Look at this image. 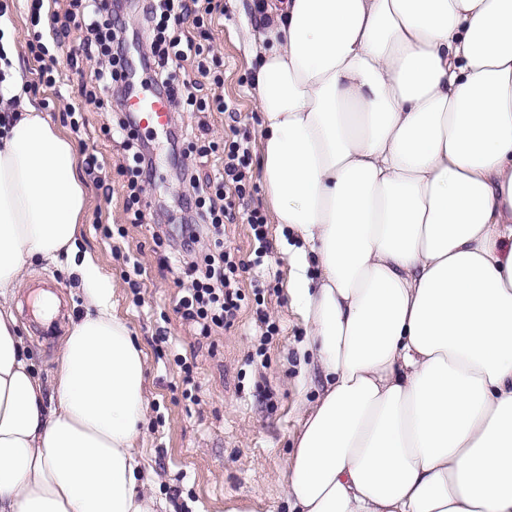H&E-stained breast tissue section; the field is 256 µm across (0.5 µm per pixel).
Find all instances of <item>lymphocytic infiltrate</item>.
<instances>
[{"label": "lymphocytic infiltrate", "mask_w": 512, "mask_h": 512, "mask_svg": "<svg viewBox=\"0 0 512 512\" xmlns=\"http://www.w3.org/2000/svg\"><path fill=\"white\" fill-rule=\"evenodd\" d=\"M211 0H144L142 5L146 31L156 47V66L153 82L163 89L168 102L187 112H226L230 106L223 95L202 99L195 95L193 80L170 66L171 61L193 60L198 72L211 78L216 87H223V74L210 71L206 65L211 52L208 44L191 35L179 33L181 19L193 17L196 26H203L210 16ZM80 12L73 23L75 39L86 56L104 55L109 68L94 71V84L111 87L124 79L128 62L125 51L128 28L118 0H76ZM200 154H220L221 168L215 169L206 183H199L192 173H185V193L181 211L190 217L183 235L174 241V261L177 267L188 268L194 276L192 288L183 292L176 303V311L188 321L197 335L210 336L213 329L231 327L241 309V296L230 289V278L238 270L259 267L267 254L266 219L260 210H250L246 220L257 246L252 261L233 260L225 251L223 239L208 237L207 230L232 219L234 198H245L246 188L240 166L249 155L244 140L201 146Z\"/></svg>", "instance_id": "1"}]
</instances>
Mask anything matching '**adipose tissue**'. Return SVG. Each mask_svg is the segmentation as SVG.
I'll return each instance as SVG.
<instances>
[{
    "mask_svg": "<svg viewBox=\"0 0 512 512\" xmlns=\"http://www.w3.org/2000/svg\"><path fill=\"white\" fill-rule=\"evenodd\" d=\"M268 204L293 241L316 401L290 512H512V0H255ZM0 17V512H161L138 453L142 350L76 243L69 139ZM76 262L53 387L13 302Z\"/></svg>",
    "mask_w": 512,
    "mask_h": 512,
    "instance_id": "1",
    "label": "adipose tissue"
}]
</instances>
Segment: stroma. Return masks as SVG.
Masks as SVG:
<instances>
[{
  "label": "stroma",
  "mask_w": 512,
  "mask_h": 512,
  "mask_svg": "<svg viewBox=\"0 0 512 512\" xmlns=\"http://www.w3.org/2000/svg\"><path fill=\"white\" fill-rule=\"evenodd\" d=\"M207 27L211 37V70L224 75V98L232 112L181 114L188 129L206 124L214 141L246 137L250 155L244 169L249 193L236 206L234 222L220 233L227 250L248 259L253 232L246 222V208L269 214L263 187L260 144L261 119L250 95L252 70L244 37L252 22L249 0H217ZM0 14L7 16L19 34L17 49L27 73L37 64L30 52L36 30L31 26L25 0H0ZM60 59L76 56L65 67L59 87L35 86L32 96L63 131H70V110L82 108L86 126L71 142L77 170L87 190L88 206L79 237L81 250L93 254L100 270L115 287L114 312L126 322L145 354L146 411L141 453L143 465L154 476L153 492L163 499L168 512H287L283 473L301 411L316 397V382L303 370L309 358L306 327L288 291L291 266L288 241L281 225L268 224L273 250L266 272L249 269L240 273L237 286L244 298L235 325L197 336L192 326L175 311L181 289L192 278L167 265V240L153 236L156 225L177 217L178 199L184 191L176 177L171 152L172 128L139 127V139L152 149L154 170L142 183L138 200H131L127 172L129 156L120 139L106 135L120 114L110 108L120 84L98 92L94 101L85 97L91 71L104 68V57L78 53L73 38L61 41ZM145 218L134 223L135 208ZM141 276H134L133 267ZM26 284L18 292L16 315L32 354L36 375L51 383L57 372L59 344L68 321L83 311V294L75 274L67 268L36 263L24 272ZM58 285L65 320L49 334L35 326L31 300L38 287ZM266 315L279 331L262 337L259 315ZM264 356H256L257 347ZM193 367V399L183 395L184 372L177 356Z\"/></svg>",
  "instance_id": "1"
}]
</instances>
